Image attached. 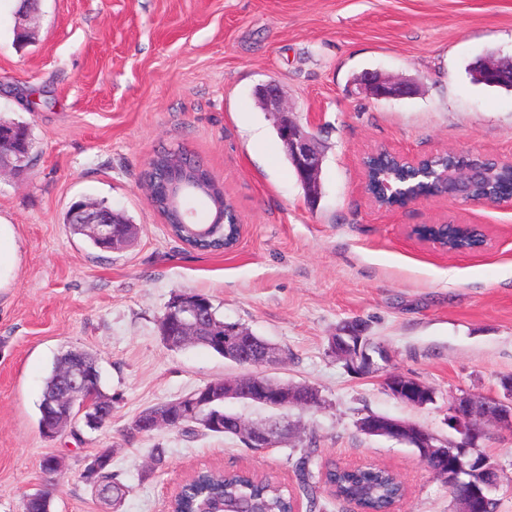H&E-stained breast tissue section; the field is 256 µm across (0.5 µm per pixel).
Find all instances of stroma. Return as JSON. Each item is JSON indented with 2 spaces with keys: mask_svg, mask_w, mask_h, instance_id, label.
Here are the masks:
<instances>
[{
  "mask_svg": "<svg viewBox=\"0 0 512 512\" xmlns=\"http://www.w3.org/2000/svg\"><path fill=\"white\" fill-rule=\"evenodd\" d=\"M17 7L0 0V120L26 125L33 148L25 171L0 175V220L18 246L0 288V512H22L40 489L52 491V512H101L81 473L103 449L130 487L120 512H168L179 486L211 469L272 475L308 512L295 464L311 442L320 467L395 471L401 512H455L414 449L357 423L381 414L446 437L457 396L502 395L512 206L428 197L383 210L363 190L361 159L384 146L512 161V90L470 75L488 55L512 58V0H39L25 20ZM367 71L417 90L372 99L358 83ZM271 81L322 152L316 204L255 99ZM165 149L186 150L223 186L243 226L232 251L190 249L153 208L143 172ZM78 198L124 212L139 228L134 245L101 252L72 234L64 216ZM424 224L475 225L488 244L444 252L410 236ZM183 292L283 351L264 375L317 391L320 407L289 410L288 442L257 450L199 431H133L143 410L245 373L206 348L163 342L159 320ZM356 322L389 351L385 372L418 379L434 403L397 400L385 372H349L330 342ZM68 349L97 356L112 419L47 438L38 405ZM158 447L166 465L155 470ZM483 447L501 468L497 512H512V429H493ZM48 456L63 462L50 479Z\"/></svg>",
  "mask_w": 512,
  "mask_h": 512,
  "instance_id": "1",
  "label": "stroma"
}]
</instances>
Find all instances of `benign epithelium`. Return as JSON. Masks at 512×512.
<instances>
[{"label": "benign epithelium", "instance_id": "benign-epithelium-1", "mask_svg": "<svg viewBox=\"0 0 512 512\" xmlns=\"http://www.w3.org/2000/svg\"><path fill=\"white\" fill-rule=\"evenodd\" d=\"M368 94L376 99H390L408 96L414 91L410 80H392L379 73H367L362 78ZM262 102L276 120V128L281 140L287 147L288 159L297 176L306 188L309 197H315L319 183L320 153L314 145L313 137L293 118V110L285 105L279 88L268 83L259 88ZM17 126L0 123V173L10 171L19 173L28 166L31 153L30 139L15 136ZM482 177V173L469 167L451 170L445 176L450 190L445 196L466 202L488 204H512V196L487 197L474 199L468 196L470 186ZM208 197L217 210L223 206L216 192L201 183L196 186L195 194L181 199L168 194L164 204L173 206L179 214L180 224L185 227L200 222L195 206L197 197ZM72 223L88 227L100 240L112 243L117 237L113 227L116 219L110 212L86 201L71 213ZM208 306L188 294H180L169 303L167 312L174 314L185 336L210 335L203 330L207 321ZM254 337L234 325L224 328V352L232 355L233 362L246 367L261 368L274 365L279 359L278 350L267 345L260 351L252 348ZM333 353L349 363L348 369L358 376H367L380 370V362H388L390 355L381 346H373L364 341L360 327L347 331L346 335L336 338ZM63 383L60 390L44 400L45 419L40 428L43 436L53 438L67 427L81 419L85 425L95 429L103 424L112 413L111 402L102 397L92 399L87 396L90 383L98 375V363L94 356L75 351L62 367ZM385 390L397 399L423 406L435 401V394L417 379L396 372L385 374ZM504 395L484 396L465 393L448 406L447 424L455 432L452 437H440L416 423L401 419L370 414L358 422V428L368 436L395 439L418 449L423 462L432 457L448 459V472L444 473L448 487L466 483L471 474L478 471L486 473L483 481L476 483L471 496L457 501L458 512H490L495 499L492 492L497 489L501 475L499 466L478 453V448L488 436V426L504 425L512 428V378L503 381ZM245 398L272 409L302 407L306 404L300 387L276 381L263 375H244L235 379L213 382L203 394H191L176 402L159 406L136 418L135 430L149 433L161 427H170L182 422L194 423L202 428L217 425L215 415L209 405L218 400ZM237 430L254 449L274 448L283 443L291 433L288 417L283 416L264 424L256 425L242 419L237 421Z\"/></svg>", "mask_w": 512, "mask_h": 512}]
</instances>
